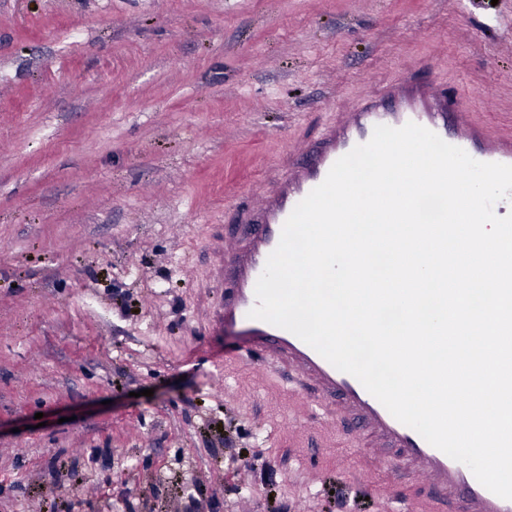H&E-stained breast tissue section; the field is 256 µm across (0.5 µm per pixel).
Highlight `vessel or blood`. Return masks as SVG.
Wrapping results in <instances>:
<instances>
[{
	"label": "vessel or blood",
	"mask_w": 512,
	"mask_h": 512,
	"mask_svg": "<svg viewBox=\"0 0 512 512\" xmlns=\"http://www.w3.org/2000/svg\"><path fill=\"white\" fill-rule=\"evenodd\" d=\"M409 122L432 130L475 160L512 165V128L495 130L479 122L465 93L450 94L436 83L400 75L338 113L316 141L289 145L287 163L265 179L258 197L235 206L234 231L224 241V254L233 262V285L219 303L217 319L260 344L297 380L311 383L316 396L310 407L323 401L337 404L349 431L375 438L406 457L435 504H452L455 512H512V500L490 492L466 465L395 419L354 376L337 370L290 331L248 316L256 304V282L294 207L324 181L336 160L368 142L376 125Z\"/></svg>",
	"instance_id": "obj_1"
}]
</instances>
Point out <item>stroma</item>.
Instances as JSON below:
<instances>
[{
  "mask_svg": "<svg viewBox=\"0 0 512 512\" xmlns=\"http://www.w3.org/2000/svg\"><path fill=\"white\" fill-rule=\"evenodd\" d=\"M425 61L512 127V0H0V512H436L214 325L225 210Z\"/></svg>",
  "mask_w": 512,
  "mask_h": 512,
  "instance_id": "35a3bbf8",
  "label": "stroma"
}]
</instances>
